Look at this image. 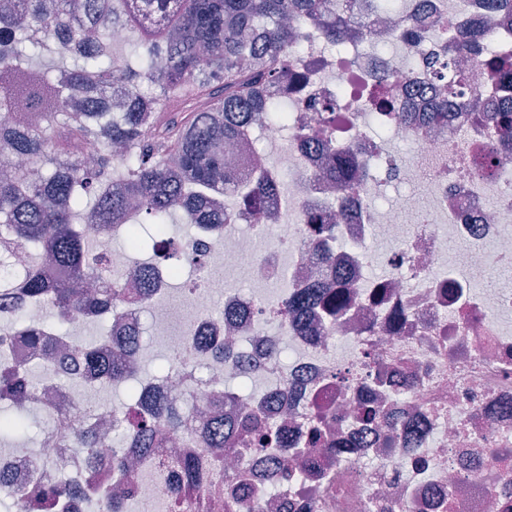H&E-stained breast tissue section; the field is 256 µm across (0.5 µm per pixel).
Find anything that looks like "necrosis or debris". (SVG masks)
Segmentation results:
<instances>
[{
  "mask_svg": "<svg viewBox=\"0 0 512 512\" xmlns=\"http://www.w3.org/2000/svg\"><path fill=\"white\" fill-rule=\"evenodd\" d=\"M397 15L400 26L386 31L369 24L347 60L326 52L319 32L306 29L294 53L295 63L310 70L306 91L289 94L287 124L264 120L251 128L264 140L288 143L272 167L273 176L288 177V190L263 202L277 211L278 221L249 217L246 232L227 224L213 236L188 241L186 258L199 265L200 274L187 280L185 302L151 323L158 336L181 330L179 350L189 356L175 378L150 384L173 392L189 420L168 433L170 451L189 452L201 418L226 383L239 378L255 391L222 405L227 417L255 410L258 400L268 398L277 401L272 418L289 437L303 434L313 421L328 422V446L307 453L308 473L323 477L319 485L283 482L268 499L259 493L266 483L261 463L234 458L253 512H512V289L478 286L487 265H512V139L494 137L489 125L465 112L430 119L433 92L417 86L424 58L440 50L431 36L434 27L454 24L458 42L467 43L473 5L461 11L441 5L417 17L404 8ZM369 41L388 46L378 64L415 87L399 101L406 121L380 118L348 97L369 62L363 51ZM323 95L349 109L337 145L374 170L354 191L350 219L336 227L344 245L327 266L315 263L302 222L306 210L336 208L322 176L326 154L284 136L319 126L311 103ZM393 140L414 146L411 165H401L390 152ZM393 183L426 187L429 208L416 209L407 194L398 206L376 209L375 199ZM404 211L415 214L408 231L399 224ZM374 238L393 243L384 259L388 272L380 278L372 274L365 250ZM452 240L460 244L453 253ZM245 258L251 261V286L214 296L217 277ZM341 274L355 298L333 329L307 336L282 325L279 335L267 332L268 323L281 318L278 299L265 291L268 284L302 287ZM285 339L296 351L289 363L276 353ZM342 339L349 349L340 357ZM95 381L88 374L54 385L51 398L33 401L47 419L37 458L0 448V469L13 474L16 487L28 490L34 481L50 482L63 472L83 487L109 482V475L86 469L77 448L60 444L62 437L111 417V410L86 408L85 391ZM366 404L383 413L382 423L361 419ZM122 453L134 461L129 481L146 512H174L178 503L185 512H224L221 473H210L202 487L176 499L168 475L140 456L134 443Z\"/></svg>",
  "mask_w": 512,
  "mask_h": 512,
  "instance_id": "1",
  "label": "necrosis or debris"
}]
</instances>
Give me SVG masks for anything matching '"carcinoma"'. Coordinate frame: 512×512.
Here are the masks:
<instances>
[{"label":"carcinoma","mask_w":512,"mask_h":512,"mask_svg":"<svg viewBox=\"0 0 512 512\" xmlns=\"http://www.w3.org/2000/svg\"><path fill=\"white\" fill-rule=\"evenodd\" d=\"M382 7L381 0H0V267L9 257L26 256L21 275L0 278V433L24 426V414L41 381L32 378L44 367L14 362L8 338L23 336L35 353L49 362L62 355L63 340L45 335L26 323L23 302H43L61 324L83 310V284L110 271L107 243L112 233L125 232L133 251L141 248L137 228L153 225L154 254L167 251V221L180 214L196 223L194 212L207 208L236 224L237 197L256 201L282 190L270 172L267 155L257 149L247 170L224 163L223 145L244 138L260 113L273 111V92L300 82L291 68V53L301 31L313 27L331 48L345 46L355 28ZM124 27L115 41L112 31ZM484 25L473 22L469 44L459 46L452 28L444 24L433 33L448 46V59L432 53L425 58L434 81L436 118L448 117V104L480 118L482 101L467 94L471 74L457 64L461 52H480ZM488 95L512 90V53L483 60ZM398 89L395 75L371 73L365 103L371 112H388ZM321 129L303 128L297 137L329 144L322 135L335 130L338 102L323 97ZM493 131L512 139V109L488 115ZM99 141L103 148L92 163L83 162L81 146ZM324 178L339 186L345 217L355 184L366 177L364 168L331 152ZM304 221L315 225L314 248L323 257L335 237L320 213ZM113 287L104 297L93 322L107 321L127 302L151 305L158 299L153 264L141 263L130 272L111 276ZM322 307L339 316L343 296L325 298L317 285L281 295L284 321L310 328V313ZM135 339L126 338L111 350L93 340L77 345L98 371L103 383L121 385L136 377L139 364L131 356ZM180 416L168 398L145 388L116 416L112 447H124L127 436L140 440V450L158 458L157 469H173L176 490L198 486L208 472L196 456L163 457V445L153 429L175 427ZM247 433L250 444L265 455L269 473L266 491L290 477L283 461L291 456L303 476L305 449L324 441L322 429L311 426L300 444L263 417L252 415L234 424L213 419L203 436L214 448L215 462L237 454L235 433ZM76 447L99 468L109 469L122 485L126 465L120 455L103 451L100 429L82 431ZM0 490L14 494L15 512H33L46 502L59 509L72 500L65 481L40 482L29 491H16L0 481ZM86 512H129V495L117 498L94 486L82 490Z\"/></svg>","instance_id":"carcinoma-1"}]
</instances>
